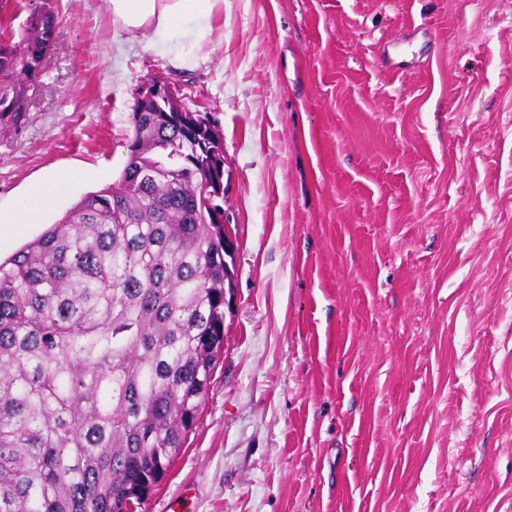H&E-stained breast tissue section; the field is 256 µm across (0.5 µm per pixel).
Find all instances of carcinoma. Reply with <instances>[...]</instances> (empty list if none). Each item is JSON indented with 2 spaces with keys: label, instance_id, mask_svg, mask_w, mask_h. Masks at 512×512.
<instances>
[{
  "label": "carcinoma",
  "instance_id": "carcinoma-1",
  "mask_svg": "<svg viewBox=\"0 0 512 512\" xmlns=\"http://www.w3.org/2000/svg\"><path fill=\"white\" fill-rule=\"evenodd\" d=\"M56 24L34 7L19 54L0 17V75L36 71ZM204 123L214 147L202 112L145 113L122 181L0 262V512L139 508L195 428L224 352V229L189 137Z\"/></svg>",
  "mask_w": 512,
  "mask_h": 512
}]
</instances>
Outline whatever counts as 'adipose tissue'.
<instances>
[{"label":"adipose tissue","instance_id":"obj_1","mask_svg":"<svg viewBox=\"0 0 512 512\" xmlns=\"http://www.w3.org/2000/svg\"><path fill=\"white\" fill-rule=\"evenodd\" d=\"M114 25L180 68L224 27V0H109ZM67 185L64 175L33 183L22 207L0 208V242L24 235Z\"/></svg>","mask_w":512,"mask_h":512}]
</instances>
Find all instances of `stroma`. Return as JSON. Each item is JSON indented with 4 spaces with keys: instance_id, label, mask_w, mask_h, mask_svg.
Masks as SVG:
<instances>
[{
    "instance_id": "stroma-1",
    "label": "stroma",
    "mask_w": 512,
    "mask_h": 512,
    "mask_svg": "<svg viewBox=\"0 0 512 512\" xmlns=\"http://www.w3.org/2000/svg\"><path fill=\"white\" fill-rule=\"evenodd\" d=\"M0 122V207L117 183L139 90L224 137V356L143 512H512V0H224L182 68L109 0Z\"/></svg>"
}]
</instances>
